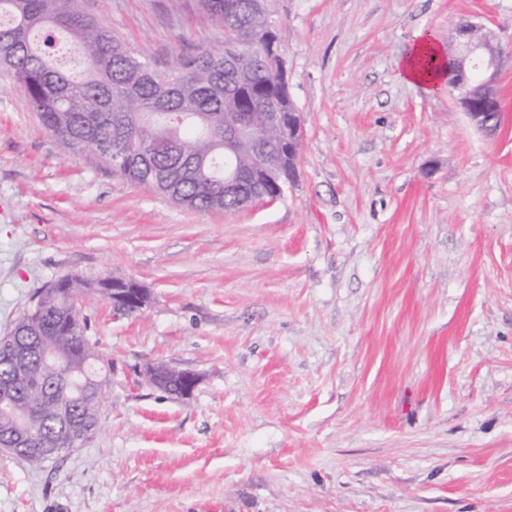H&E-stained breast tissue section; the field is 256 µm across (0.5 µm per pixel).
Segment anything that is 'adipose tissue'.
I'll list each match as a JSON object with an SVG mask.
<instances>
[{"mask_svg": "<svg viewBox=\"0 0 512 512\" xmlns=\"http://www.w3.org/2000/svg\"><path fill=\"white\" fill-rule=\"evenodd\" d=\"M447 52L446 45L435 40L431 32L417 30L397 63L401 81L423 87L430 93L443 90L448 82ZM426 56L433 59V69L421 68L420 62Z\"/></svg>", "mask_w": 512, "mask_h": 512, "instance_id": "obj_1", "label": "adipose tissue"}]
</instances>
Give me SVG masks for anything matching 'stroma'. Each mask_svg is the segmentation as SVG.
<instances>
[{
	"instance_id": "stroma-1",
	"label": "stroma",
	"mask_w": 512,
	"mask_h": 512,
	"mask_svg": "<svg viewBox=\"0 0 512 512\" xmlns=\"http://www.w3.org/2000/svg\"><path fill=\"white\" fill-rule=\"evenodd\" d=\"M158 69L224 45L198 0H85ZM301 112L297 176L188 210L75 156L0 77V335L60 276L132 278L141 314L83 299L108 362L95 433L0 512H512V62L503 123L403 83L418 29L512 48V0H275ZM195 371L189 401L142 378Z\"/></svg>"
}]
</instances>
